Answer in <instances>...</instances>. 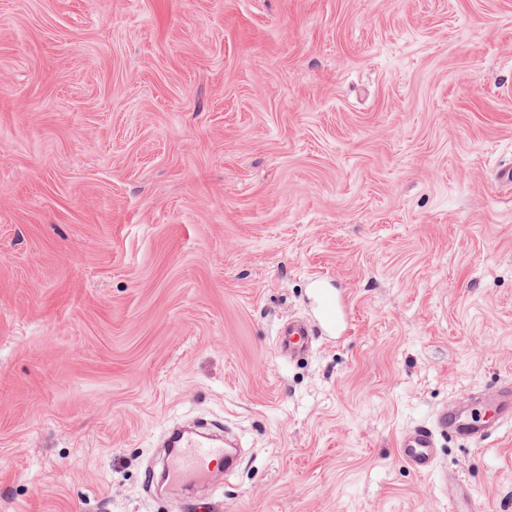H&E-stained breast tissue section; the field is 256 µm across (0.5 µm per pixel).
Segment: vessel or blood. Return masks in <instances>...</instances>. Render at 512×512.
<instances>
[{
	"instance_id": "1",
	"label": "vessel or blood",
	"mask_w": 512,
	"mask_h": 512,
	"mask_svg": "<svg viewBox=\"0 0 512 512\" xmlns=\"http://www.w3.org/2000/svg\"><path fill=\"white\" fill-rule=\"evenodd\" d=\"M346 331L344 310L339 299L326 295L321 299L319 318L291 319L280 326L276 348L280 354L292 358L306 349L310 337L340 335ZM443 434L477 442L486 436L487 430L469 418L464 407L451 404L440 408L431 424L403 431L396 441L398 455L411 469L428 472L436 462L437 438ZM167 445L174 466L167 470L166 480L173 488L190 481L207 480L210 461L223 458L225 453L222 440L191 430L173 431Z\"/></svg>"
}]
</instances>
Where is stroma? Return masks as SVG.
Here are the masks:
<instances>
[{"mask_svg": "<svg viewBox=\"0 0 512 512\" xmlns=\"http://www.w3.org/2000/svg\"><path fill=\"white\" fill-rule=\"evenodd\" d=\"M511 164L512 0H0V512H512ZM197 419L244 455L188 506ZM319 315L315 320L290 319L283 323L277 332V351L293 358L306 349L310 336L346 333L344 310L337 297L323 294ZM487 433L488 429L469 418L464 407L451 404L440 408L430 425H417L403 431L396 446L404 463L419 473H426L436 462L438 435L450 434L477 442ZM168 456L176 462L166 471V481L179 488L188 481H205L210 474L209 462L224 458V442L191 430H175L168 438Z\"/></svg>", "mask_w": 512, "mask_h": 512, "instance_id": "obj_1", "label": "stroma"}]
</instances>
